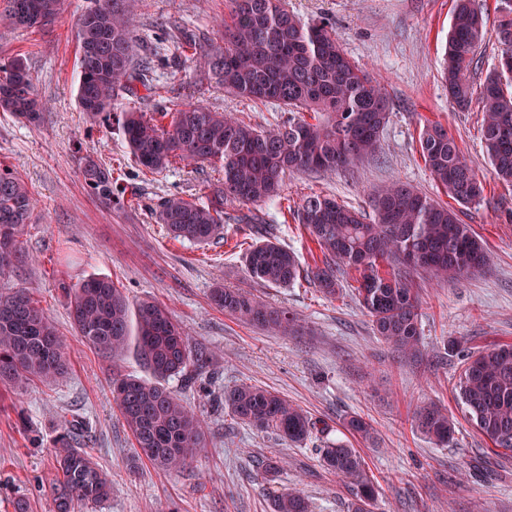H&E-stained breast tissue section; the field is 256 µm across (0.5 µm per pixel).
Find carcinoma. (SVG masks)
<instances>
[{"label":"carcinoma","mask_w":512,"mask_h":512,"mask_svg":"<svg viewBox=\"0 0 512 512\" xmlns=\"http://www.w3.org/2000/svg\"><path fill=\"white\" fill-rule=\"evenodd\" d=\"M63 0H9L5 19L26 29L45 25ZM502 45L498 67L481 86V134L494 175L512 184V0H502L493 23ZM488 34L487 19L474 0H455L445 44L442 80L460 110L474 98L471 67ZM77 101L89 117L119 125L124 143L142 171L160 173L174 163H208L223 174L206 199L169 194L152 208L156 222L175 239L207 244L224 230V202L258 204L280 197L284 179L295 171H347L375 155L389 119V102L380 83L344 52L331 28L304 22L283 0H230L224 17V44L199 45V64L224 91L253 101L276 103L288 120L257 128L231 113L172 98L165 110L144 112L131 105L159 95L149 63L133 62L135 34L125 0H92L78 19ZM44 109L23 60L0 65V110L35 123ZM420 153L433 180L453 203L441 204L394 181L374 198V219L322 194L302 198L297 217L324 255L311 277L326 297L340 294L343 274H358L355 294L377 336L404 353L418 347L419 295L407 270L449 282L485 271L490 255L459 208L481 200L484 185L455 139L438 123L424 126ZM81 175L90 193L109 207L125 206V191L112 170L91 154L82 157ZM26 185L0 167V275L26 260L25 226L34 215ZM392 266L382 271L383 265ZM247 275L286 287L300 277L294 252L267 239L245 256ZM70 316L81 339L100 354L117 357L129 336V298L105 277L71 285L61 282ZM211 301L225 313L278 331L288 316L244 288L212 289ZM137 350L153 380L115 374L112 392L134 439L137 459L168 470L188 466L207 447L200 415L165 386L168 378L201 373L207 355L192 348L170 310L142 301L135 310ZM67 372L62 339L28 288L0 293V384L53 383ZM456 390L464 412L502 458L512 456V344L476 352L461 367ZM234 420L302 443L317 428L300 407L260 386L242 384L224 392ZM414 427L446 444L455 432L448 413L429 404L413 416ZM352 435L369 438L363 417L344 420ZM80 424L62 425L52 439L56 463L52 483L54 512H84L104 502L111 484L93 456L75 446ZM325 468L352 486L348 512H372L376 490L365 460L343 439L320 449ZM272 512H310L297 491L272 499Z\"/></svg>","instance_id":"carcinoma-1"}]
</instances>
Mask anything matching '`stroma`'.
Returning a JSON list of instances; mask_svg holds the SVG:
<instances>
[{
  "label": "stroma",
  "instance_id": "obj_1",
  "mask_svg": "<svg viewBox=\"0 0 512 512\" xmlns=\"http://www.w3.org/2000/svg\"><path fill=\"white\" fill-rule=\"evenodd\" d=\"M91 0H64L59 15L38 29L0 24V64L23 59L46 109L30 125L0 111V163L7 165L37 201L23 235L28 263L0 276V292L31 289L64 343L68 372L52 384L0 386V512L25 499L28 512H53L54 461L47 446L61 421L81 418L100 468L112 479L109 499L87 512H271V497L300 491L312 512H347L350 486L321 465V435L300 444L237 423L224 408V392L253 384L278 393L342 435L346 417L363 416L372 440L353 438L377 488L373 512H512V459L488 452L464 415L455 383L465 358L498 343L512 344V186L496 181L481 139L479 103L466 110L450 103L441 80L453 0H285L302 20L329 23L348 56L375 75L390 101L379 153L351 170L287 175L281 199L224 205V236L205 246L179 242L157 224L151 207L171 193L204 196L219 183L213 166H176L143 176L117 127L102 126L80 111L78 47L74 27ZM134 55L154 58L161 81L191 84L193 99L266 128L288 112L225 94L200 74L195 49L155 57L165 26L176 21L219 38L228 0H130ZM439 123L485 182L480 202L460 218L482 239L492 258L486 273L446 283L419 274L409 279L421 302L422 344L405 356L381 341L354 292L353 275L343 292L327 298L308 278L286 288L249 279L244 255L270 237L294 251L301 269L323 255L289 206L317 192L367 212L379 188L398 179L438 202L447 196L419 152L424 125ZM93 151L110 165L121 186L139 189L121 209L102 205L87 189L80 159ZM256 214L270 224L263 233L243 223ZM106 277L131 301L165 305L193 348L205 350V374L168 388L204 419L207 446L179 471L136 460L132 436L112 397L113 373L147 377L135 350L111 359L87 345L72 327L62 283ZM247 288L295 325L272 333L224 314L210 292L216 284ZM434 402L455 423L452 440L435 444L412 424L419 405ZM44 444L34 447L32 436ZM283 458L271 483L261 476L265 457Z\"/></svg>",
  "mask_w": 512,
  "mask_h": 512
}]
</instances>
